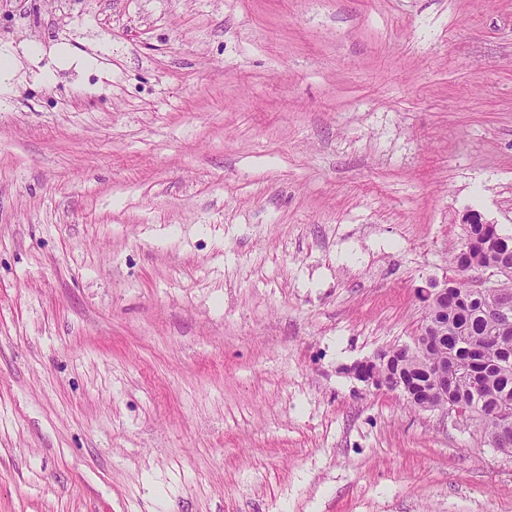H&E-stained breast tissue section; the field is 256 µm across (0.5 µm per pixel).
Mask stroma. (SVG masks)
Masks as SVG:
<instances>
[{
  "mask_svg": "<svg viewBox=\"0 0 512 512\" xmlns=\"http://www.w3.org/2000/svg\"><path fill=\"white\" fill-rule=\"evenodd\" d=\"M0 512H512L348 369L512 233V0H0Z\"/></svg>",
  "mask_w": 512,
  "mask_h": 512,
  "instance_id": "stroma-1",
  "label": "stroma"
}]
</instances>
